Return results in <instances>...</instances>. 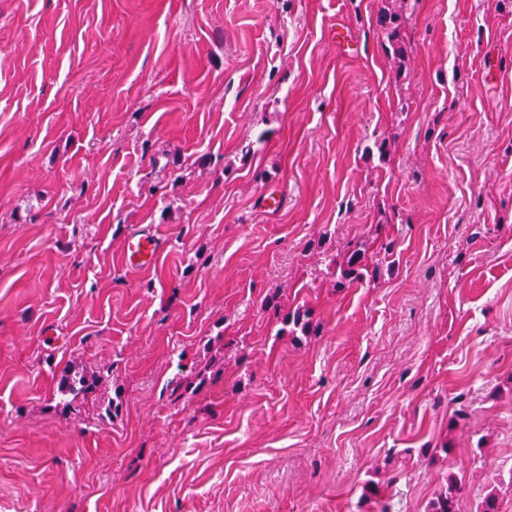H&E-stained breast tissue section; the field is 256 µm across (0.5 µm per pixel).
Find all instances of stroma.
Listing matches in <instances>:
<instances>
[{
	"label": "stroma",
	"mask_w": 512,
	"mask_h": 512,
	"mask_svg": "<svg viewBox=\"0 0 512 512\" xmlns=\"http://www.w3.org/2000/svg\"><path fill=\"white\" fill-rule=\"evenodd\" d=\"M393 4L0 0V512H512V0ZM377 22L390 37L396 55H401L403 49L401 45L398 44L401 43L402 40L401 31L403 29L404 18L398 13L392 12L390 10L386 11L384 9L380 10ZM161 243L149 230H140L129 236L123 246L122 260L125 265L134 271L146 269L151 266ZM368 245L365 242L349 243L342 262L341 280L337 282L338 287L345 288L353 283H362L369 277V281L378 274V264L370 268L368 262ZM278 296L279 294L276 291L272 294H268L264 300V307L272 310L275 315H278L283 325L280 331H285L289 335L292 334L294 336H297L298 330L303 336H309L312 332L316 331L317 327L313 324V318L308 310L298 309L285 311L282 308L281 302L278 300ZM461 480L452 473L447 485L429 501L426 512H459V499L463 491Z\"/></svg>",
	"instance_id": "35a3bbf8"
}]
</instances>
